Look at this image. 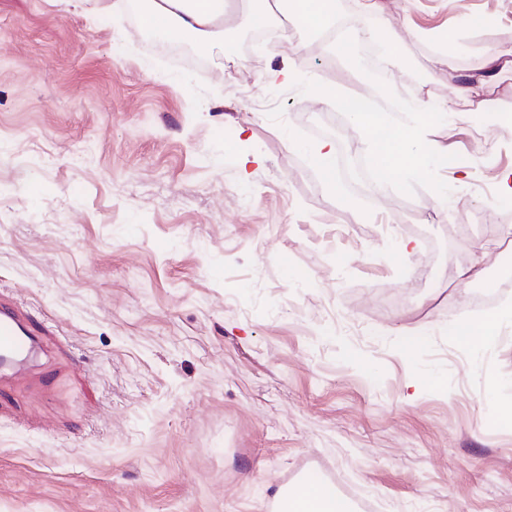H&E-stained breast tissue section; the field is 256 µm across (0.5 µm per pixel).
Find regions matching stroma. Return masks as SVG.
Returning <instances> with one entry per match:
<instances>
[{
  "label": "stroma",
  "instance_id": "stroma-1",
  "mask_svg": "<svg viewBox=\"0 0 512 512\" xmlns=\"http://www.w3.org/2000/svg\"><path fill=\"white\" fill-rule=\"evenodd\" d=\"M380 3L387 84L294 27L242 47L250 0L201 71L124 0H0V286L50 324L0 369V512H273L311 467L386 512H512V428L492 422L512 316L481 351L448 337L487 315L477 287L512 309L491 267L512 121L457 94L484 75L512 110V68L487 65L512 54V0ZM398 88L441 109L429 170L370 192L348 171L375 146L339 101L387 114Z\"/></svg>",
  "mask_w": 512,
  "mask_h": 512
}]
</instances>
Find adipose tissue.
<instances>
[{
	"label": "adipose tissue",
	"instance_id": "adipose-tissue-1",
	"mask_svg": "<svg viewBox=\"0 0 512 512\" xmlns=\"http://www.w3.org/2000/svg\"><path fill=\"white\" fill-rule=\"evenodd\" d=\"M333 0H259L257 17L272 21L276 13L289 14L294 25L310 30L332 26ZM227 0H149L145 18L149 28L167 39L193 37L200 49L224 43V14ZM357 128L376 139V169L389 180L407 169L427 170L426 150L413 130L394 126L370 109L352 112ZM289 512H343L335 491L312 483L297 488Z\"/></svg>",
	"mask_w": 512,
	"mask_h": 512
}]
</instances>
